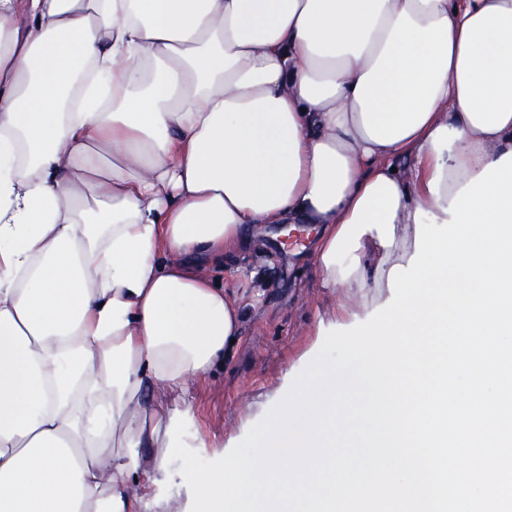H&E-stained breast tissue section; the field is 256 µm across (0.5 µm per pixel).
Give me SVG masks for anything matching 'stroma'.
Masks as SVG:
<instances>
[{"label":"stroma","mask_w":512,"mask_h":512,"mask_svg":"<svg viewBox=\"0 0 512 512\" xmlns=\"http://www.w3.org/2000/svg\"><path fill=\"white\" fill-rule=\"evenodd\" d=\"M261 246L243 249L224 265L198 262L200 275L219 281L240 302L241 340L225 365L193 379L180 390L159 392L172 406H190L193 420L184 441L199 447L204 459L220 446L236 445L271 409L288 375L300 371L324 330L355 312L357 297L323 288L313 259L316 230L304 225L284 239L281 225L258 227ZM142 466L155 476L146 495V512H183L191 491L179 470L181 461L157 465L146 449Z\"/></svg>","instance_id":"obj_1"}]
</instances>
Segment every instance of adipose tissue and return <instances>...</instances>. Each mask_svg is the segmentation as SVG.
<instances>
[{"label": "adipose tissue", "mask_w": 512, "mask_h": 512, "mask_svg": "<svg viewBox=\"0 0 512 512\" xmlns=\"http://www.w3.org/2000/svg\"><path fill=\"white\" fill-rule=\"evenodd\" d=\"M511 151L512 0H0V512H140L240 336L191 258L313 224L371 312Z\"/></svg>", "instance_id": "obj_1"}]
</instances>
